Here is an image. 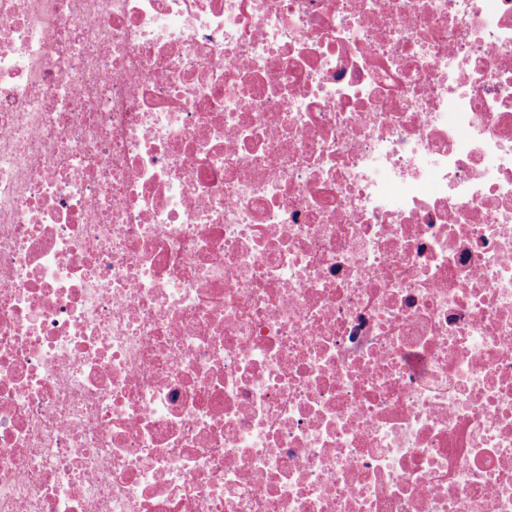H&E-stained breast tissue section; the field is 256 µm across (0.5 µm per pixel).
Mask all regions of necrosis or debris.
Instances as JSON below:
<instances>
[{
  "mask_svg": "<svg viewBox=\"0 0 512 512\" xmlns=\"http://www.w3.org/2000/svg\"><path fill=\"white\" fill-rule=\"evenodd\" d=\"M0 512H512V0H0Z\"/></svg>",
  "mask_w": 512,
  "mask_h": 512,
  "instance_id": "4bbe7bcc",
  "label": "necrosis or debris"
}]
</instances>
